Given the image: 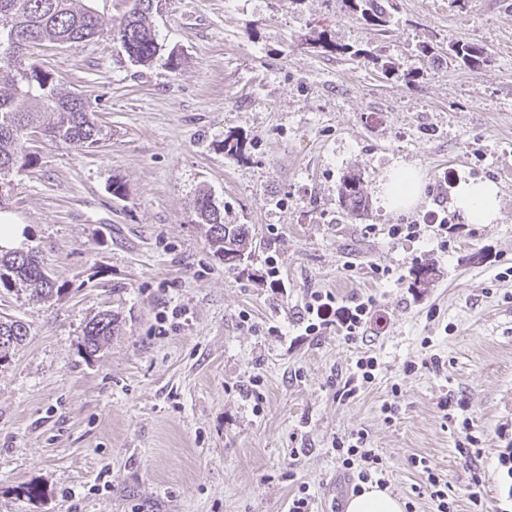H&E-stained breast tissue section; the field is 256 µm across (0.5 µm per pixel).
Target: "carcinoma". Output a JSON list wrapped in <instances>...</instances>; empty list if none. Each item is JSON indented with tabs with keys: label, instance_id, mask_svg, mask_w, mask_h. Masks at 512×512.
I'll return each instance as SVG.
<instances>
[{
	"label": "carcinoma",
	"instance_id": "cac0c4a2",
	"mask_svg": "<svg viewBox=\"0 0 512 512\" xmlns=\"http://www.w3.org/2000/svg\"><path fill=\"white\" fill-rule=\"evenodd\" d=\"M88 0H0V205L12 190V174L33 165L36 155L29 151L27 136L37 133L51 141L78 148H93L103 141V128L90 110L88 100L61 88L60 80L48 71L28 63L30 48L43 43L73 46L95 36L117 41L128 59L147 65L160 54L153 25L156 0H132L129 11L119 22L106 28ZM345 10L361 15L367 25L385 31L390 23L393 0L381 8L376 0H342ZM463 62L485 60L476 45L456 48ZM369 197L361 175L344 176L339 206L347 215L367 209ZM196 223L206 227V240L214 255L230 268L235 250L253 244L244 224L224 223V208L212 194L202 190L195 202ZM0 288H21L29 299L41 302L59 294L43 260L32 250L0 254ZM116 320L102 311L86 323L84 349L92 357L112 336ZM30 335L29 326L14 317L0 316V336L14 341L0 343V363L21 346Z\"/></svg>",
	"mask_w": 512,
	"mask_h": 512
}]
</instances>
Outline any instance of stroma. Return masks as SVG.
I'll use <instances>...</instances> for the list:
<instances>
[{
	"mask_svg": "<svg viewBox=\"0 0 512 512\" xmlns=\"http://www.w3.org/2000/svg\"><path fill=\"white\" fill-rule=\"evenodd\" d=\"M340 6L162 0L163 50L145 66L105 37L31 49L88 99L106 139L83 150L42 140L4 205L61 294L34 303L0 290V315L30 327L0 364V512H288L302 482L320 512L341 510L353 486L332 442L361 429L388 491L434 512L417 495L418 455L470 512L464 435L437 406L446 393L470 405L495 502L497 432L512 424V0H397L384 35ZM425 42L441 60L424 59ZM457 44L486 61L463 63ZM231 133L251 141L249 158L225 153ZM398 166L422 177L400 211L380 197ZM350 172L369 192L357 217L338 202ZM475 179L501 188L494 223H466L455 205ZM202 189L257 242L237 269L192 222ZM442 208L457 226L447 252L387 234ZM377 263L391 280L374 278ZM313 290L374 296L366 340L298 335ZM176 306L187 322L156 333ZM105 310L120 329L87 356L82 329ZM365 353L381 363L375 380L340 400ZM433 354L440 367H421ZM256 375L259 407L246 395Z\"/></svg>",
	"mask_w": 512,
	"mask_h": 512,
	"instance_id": "stroma-1",
	"label": "stroma"
}]
</instances>
